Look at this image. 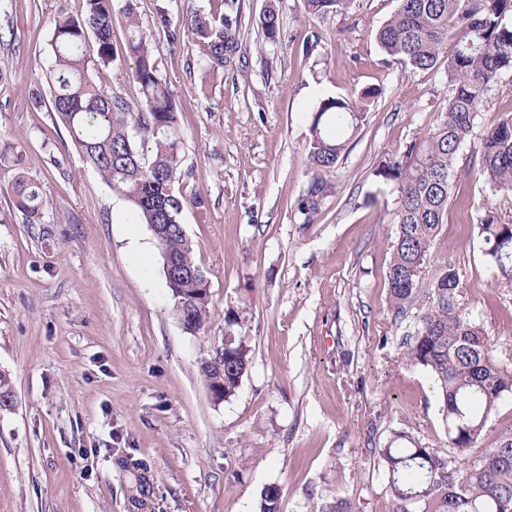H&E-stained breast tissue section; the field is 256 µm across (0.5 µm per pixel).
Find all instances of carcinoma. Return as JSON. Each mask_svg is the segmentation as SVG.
<instances>
[{
    "label": "carcinoma",
    "instance_id": "cac0c4a2",
    "mask_svg": "<svg viewBox=\"0 0 512 512\" xmlns=\"http://www.w3.org/2000/svg\"><path fill=\"white\" fill-rule=\"evenodd\" d=\"M136 0H124L126 55L133 60L131 78L141 99L132 105L97 87L90 66L114 61L112 0H85V13H61L54 20L49 67L51 103L83 159L112 191L133 205L134 223L169 224L156 238L162 257L176 269L169 276L172 312L182 310L193 332L209 321L210 283L198 275L201 267L184 227L178 226L189 200L175 193L181 176L177 137L179 112L154 48L137 15ZM229 12L191 11L172 26L168 7L157 8L158 23L175 49L185 37L204 47L200 64L208 75L224 72L239 48L240 11L234 0H220ZM376 40L387 57L415 70L435 67L443 50L448 56L452 95L440 121L425 138L405 152L383 160L376 175L397 186L396 236L386 271L390 303L397 315L418 302L423 312L407 342V363L427 370L439 392L447 425L448 447L461 456L439 451L410 431H398L378 455L388 473L389 491L400 512H512V432L494 448H476L489 415L512 396V367L492 354L489 336L455 307L460 280L444 264L428 284L423 266L448 213L453 167L460 147L473 135L489 90L500 74L512 70V0H398ZM352 0H306L312 16L342 14ZM264 38L276 39L280 20L268 8L259 18ZM355 99L327 98L312 118L308 158L311 170L305 196L298 205L303 223L319 215L331 186L323 173L334 168L350 137L363 121ZM480 174L490 189L512 193V113H505L484 131ZM14 205L28 224L42 223L40 186L22 176L12 187ZM483 253L503 276L512 277V224H498L487 215L479 224ZM224 371L201 364L208 387L233 396L251 361L239 313L224 316ZM281 489L264 488L256 512H280Z\"/></svg>",
    "mask_w": 512,
    "mask_h": 512
}]
</instances>
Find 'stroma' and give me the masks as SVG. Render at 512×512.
Instances as JSON below:
<instances>
[{
    "instance_id": "35a3bbf8",
    "label": "stroma",
    "mask_w": 512,
    "mask_h": 512,
    "mask_svg": "<svg viewBox=\"0 0 512 512\" xmlns=\"http://www.w3.org/2000/svg\"><path fill=\"white\" fill-rule=\"evenodd\" d=\"M211 0H138L142 28L182 113L181 177L199 197L181 222L210 282L199 332L171 313L163 259L147 225L84 161L50 104L54 17L83 0H0V372L15 394L0 411V512H254L281 489V512H396L377 450L398 429L442 445L436 386L406 365L416 310L395 316L385 273L398 191L381 160L420 142L445 112L447 68L388 62L375 39L397 0H353L309 16L305 0H240V58L213 80L200 44L169 49L156 23ZM124 0H112L116 59L95 84L127 101ZM280 15L276 42L258 25ZM312 41L303 52L304 41ZM378 95L326 178L313 224L297 207L310 170L309 125L320 102ZM479 139L457 153L456 196L424 267L460 277L457 306L512 366V280L490 266L478 224H512V194L479 173ZM41 187L43 221L26 223L12 186ZM238 311L251 364L234 396L215 402L200 374Z\"/></svg>"
}]
</instances>
